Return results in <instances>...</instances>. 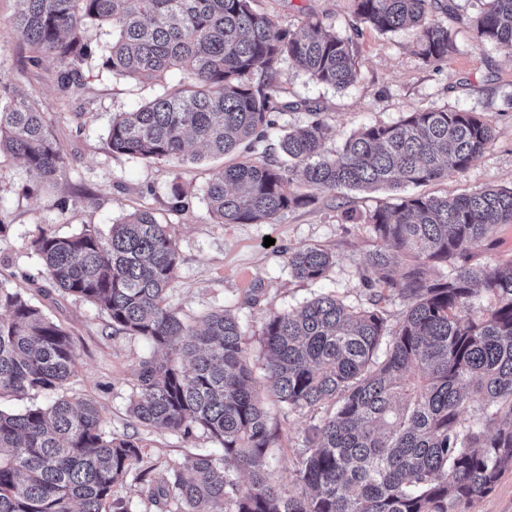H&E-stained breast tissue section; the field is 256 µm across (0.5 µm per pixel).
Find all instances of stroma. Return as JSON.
I'll return each mask as SVG.
<instances>
[{"mask_svg": "<svg viewBox=\"0 0 512 512\" xmlns=\"http://www.w3.org/2000/svg\"><path fill=\"white\" fill-rule=\"evenodd\" d=\"M459 17L441 16L453 35L455 51L444 61L425 64L418 55L416 31L403 28L381 34L355 24L353 0H253L254 8L275 17L283 27H297L307 18L321 20L356 46L358 76L337 91L315 84L304 73L282 66L279 97L296 101L300 110L276 114L281 131L307 124L309 107L320 110L328 134L325 154H333L359 128L392 124L407 113L455 109L479 113L492 127L491 145L466 170L420 186L419 194L457 196L490 187H512V58L480 43L473 26L484 0H457ZM16 0H0V80L36 94L64 155L51 184L36 186L16 159L0 157V279L18 288L35 306L72 336L79 352L76 371L63 389L65 396L97 403L103 433L133 438L141 459L113 498L128 512H179L176 501L161 505L150 496L148 482L172 475L190 457L219 453L220 445L203 430L190 435L142 424L129 412L137 388V369L157 350L144 337L117 333L109 318L93 304L53 288L42 276L31 249L41 232L66 236L90 224L107 231L110 224L137 209L154 213L167 224L180 255L177 277L167 304L181 318L202 326L205 316L225 310L236 317L252 365L253 388L264 404L269 425L278 434L267 468L273 482L289 495L302 492L295 476L304 453V431L323 408L291 410L270 392L265 371L262 328L267 316L296 311L322 294L354 307L369 306L373 290L364 280L367 258L380 242L365 217L377 207L396 203L392 190L362 192L339 188L316 190L312 205L286 212L274 224H217L204 190L223 162L199 146L181 162L153 161L112 154L107 146L112 115L148 102L154 87L101 70L97 58L83 64L85 81L64 92L59 67L32 53L12 30ZM190 197L189 209H169L171 185ZM273 245H265V238ZM332 253L334 264L323 278H296L288 255L300 247ZM258 304H250L251 294Z\"/></svg>", "mask_w": 512, "mask_h": 512, "instance_id": "1", "label": "stroma"}]
</instances>
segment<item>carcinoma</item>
I'll return each instance as SVG.
<instances>
[{"label":"carcinoma","instance_id":"1","mask_svg":"<svg viewBox=\"0 0 512 512\" xmlns=\"http://www.w3.org/2000/svg\"><path fill=\"white\" fill-rule=\"evenodd\" d=\"M12 27L62 68L64 91L82 86L94 51L83 30L112 24L101 66L159 88L146 105L115 112L114 154L180 161L200 143L214 156L254 149L280 102L282 63L312 81L344 89L357 79L351 38L305 20L296 28L253 10L252 0H18ZM355 19L381 33L418 31L429 65L455 50L433 19L455 0H354ZM474 26L482 43L512 56V0H484ZM181 83L169 86L167 74ZM327 126L316 117L286 132L282 158L246 159L213 174L205 189L218 224H274L314 198L298 179L352 190L419 186L465 170L494 138L476 112H409L364 126L332 157L321 154ZM50 182L62 151L33 93L0 81V153ZM512 223V188L457 197L403 196L367 217L381 242L368 258L379 285L372 306L324 294L262 328L271 391L290 409L332 403L308 428L296 480L284 494L266 469L277 437L251 383L235 317L213 312L197 329L166 304L179 255L168 225L147 210L69 236L31 241L53 287L103 311L117 332L143 336L163 357L140 363L131 414L188 435L201 428L222 456L197 455L160 487L183 512H454L489 493L512 465V260L474 268L470 248ZM334 263L320 248L288 255L293 274L319 280ZM406 303L388 323L386 295ZM487 305L476 309L480 300ZM74 340L17 289L0 280V398L50 393L73 376ZM415 371L418 379L409 381ZM130 439L107 437L96 404L58 397L43 407L0 409V512H109L112 489L139 460ZM247 473L240 486L230 473ZM229 509H224V504ZM114 509V508H112ZM114 512H126L120 506Z\"/></svg>","mask_w":512,"mask_h":512}]
</instances>
